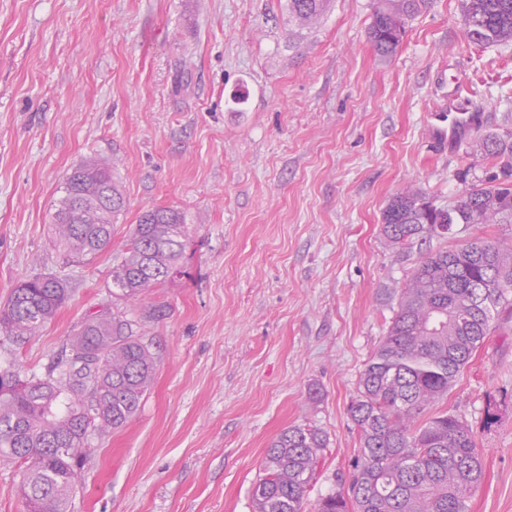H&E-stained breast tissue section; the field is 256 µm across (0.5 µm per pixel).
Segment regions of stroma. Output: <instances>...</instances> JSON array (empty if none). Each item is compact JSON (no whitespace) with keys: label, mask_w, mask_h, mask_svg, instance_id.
<instances>
[{"label":"stroma","mask_w":512,"mask_h":512,"mask_svg":"<svg viewBox=\"0 0 512 512\" xmlns=\"http://www.w3.org/2000/svg\"><path fill=\"white\" fill-rule=\"evenodd\" d=\"M373 0H331L311 25L288 0H0V304L25 276L70 296L0 367L45 376L91 316L131 322L158 366L137 415L90 433L73 512H252L269 442L328 436L306 508L348 476V408L419 252L397 256L383 212L407 187L452 204L492 170L478 144L512 135V43H469L461 0H432L380 58ZM479 118L449 150L435 118ZM95 155L127 210H181L189 275L124 298L110 249L68 263L49 214ZM440 410L473 431L467 512H512V311H502Z\"/></svg>","instance_id":"obj_1"}]
</instances>
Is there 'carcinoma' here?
Listing matches in <instances>:
<instances>
[{"mask_svg":"<svg viewBox=\"0 0 512 512\" xmlns=\"http://www.w3.org/2000/svg\"><path fill=\"white\" fill-rule=\"evenodd\" d=\"M328 0H288L293 18L318 20ZM428 0H375L369 39L391 57L409 20ZM467 39L490 47L512 40V0H463ZM503 180L437 206L406 189L383 212L382 234L393 250L435 240L428 224H511L512 142L480 144ZM54 202L55 244L85 263L112 246L126 199L112 168L94 156L70 170ZM189 236L183 213L157 207L139 215L112 265V282L138 301L150 289L186 275ZM68 282L39 273L18 283L0 307V333L22 342L54 318ZM512 306V244L477 237L454 254L438 247L410 271L385 335L359 376L348 412L359 451L347 486L320 499L316 512H467L465 493L482 478L481 454L468 424L431 409L469 365L499 308ZM69 357L44 377L0 372V456L19 464L26 512H70L75 472L94 454L88 432L125 426L154 379L156 357L128 324L99 314L70 340ZM326 435L292 426L266 448L264 476L254 485V512H307L304 492Z\"/></svg>","mask_w":512,"mask_h":512,"instance_id":"carcinoma-1","label":"carcinoma"}]
</instances>
